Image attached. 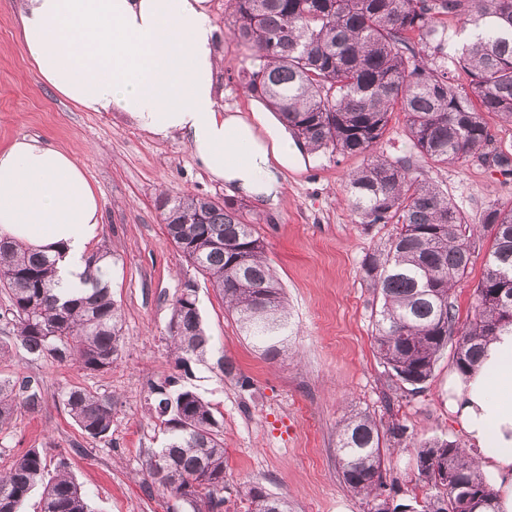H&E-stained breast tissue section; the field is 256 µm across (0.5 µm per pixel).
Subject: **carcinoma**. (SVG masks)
Returning a JSON list of instances; mask_svg holds the SVG:
<instances>
[{
  "mask_svg": "<svg viewBox=\"0 0 512 512\" xmlns=\"http://www.w3.org/2000/svg\"><path fill=\"white\" fill-rule=\"evenodd\" d=\"M224 25L251 51L238 74L245 94L276 112L310 153L361 155L345 181V202L362 224H396V233L362 264L382 304L375 343L390 380L416 393L431 379L448 344L462 371L486 344L512 331V207L488 206L467 223L440 187L415 175L413 156L448 165L470 159L512 173V152L494 146L491 115L512 125V0H228ZM404 114L410 149L378 150L394 113ZM157 209L177 250L219 291L252 346L266 357L288 343L283 288L250 210L191 193L161 194ZM492 245L474 314L463 325L452 291L471 262L478 227ZM112 252L89 256L83 281L61 299L54 262L0 237V288L10 300L15 339L29 355L89 373L109 370L124 343L121 309L106 270ZM176 366L209 351L197 295L175 297L169 324ZM166 379L152 387L167 441L146 464L151 483L170 496L205 500L224 512V441L211 404ZM82 433L112 434V395L71 386L57 393ZM44 400L29 380L0 378V432ZM408 439V427L369 413L342 419L336 452L345 485L370 504L392 495L384 442ZM39 448L18 454L0 473V512H23L39 489L40 512H92L80 485L59 462L47 477ZM419 512H495L496 491L476 458L455 441L416 445ZM245 512H290L288 499L247 484Z\"/></svg>",
  "mask_w": 512,
  "mask_h": 512,
  "instance_id": "obj_1",
  "label": "carcinoma"
}]
</instances>
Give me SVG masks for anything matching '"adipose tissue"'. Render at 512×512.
Instances as JSON below:
<instances>
[{
    "mask_svg": "<svg viewBox=\"0 0 512 512\" xmlns=\"http://www.w3.org/2000/svg\"><path fill=\"white\" fill-rule=\"evenodd\" d=\"M27 59L63 99L119 112L157 138L180 135L229 193L274 205L294 152L219 102L218 28L207 0H16ZM100 198L70 153L36 137L0 151V236L55 262L68 293L87 270ZM448 411L498 478L497 512H512V332L477 367L448 378Z\"/></svg>",
    "mask_w": 512,
    "mask_h": 512,
    "instance_id": "obj_1",
    "label": "adipose tissue"
}]
</instances>
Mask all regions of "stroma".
<instances>
[{
	"label": "stroma",
	"instance_id": "1",
	"mask_svg": "<svg viewBox=\"0 0 512 512\" xmlns=\"http://www.w3.org/2000/svg\"><path fill=\"white\" fill-rule=\"evenodd\" d=\"M208 4L221 29V105L259 127L273 122L276 113L259 111L236 79L246 51L223 28L226 0ZM25 135L70 152L101 198L98 243L113 254L112 297L121 308L125 344L112 367L96 375L30 356L15 344L5 318L9 299L0 291V345L8 348L0 376L37 382L45 393L38 412L18 415L0 432V471L22 451L39 448L48 470L66 459L93 512H194L152 487L145 470L166 440L149 409L150 388L176 371L168 328L172 303L187 281L196 286L212 350L182 383L212 405L221 424L224 512H244L239 492L253 482L286 497L293 512H366L364 500L344 484L336 455L338 424L352 412L381 417L389 411L408 427L410 440L391 449L386 461L403 500L417 477L414 443L461 441L448 413L452 349L443 351L426 388L410 396L390 386L376 355L380 299L361 265L396 227L360 224L344 202L345 176L362 165V157L296 152L283 173L278 204L247 203L293 325L287 351L270 359L252 349L210 283L176 249L155 206L163 191L224 200L223 183L196 163L180 135L160 139L120 113L84 112L60 98L21 50L14 0H0V151ZM416 164L424 178L447 191L467 223H480L489 204L512 205V176L497 168L474 160L437 166L422 157ZM489 248V238L477 242L455 288L460 321L473 314ZM223 356L234 362L237 376L218 367ZM70 386L112 394L110 440L87 438L68 416L56 393Z\"/></svg>",
	"mask_w": 512,
	"mask_h": 512
}]
</instances>
